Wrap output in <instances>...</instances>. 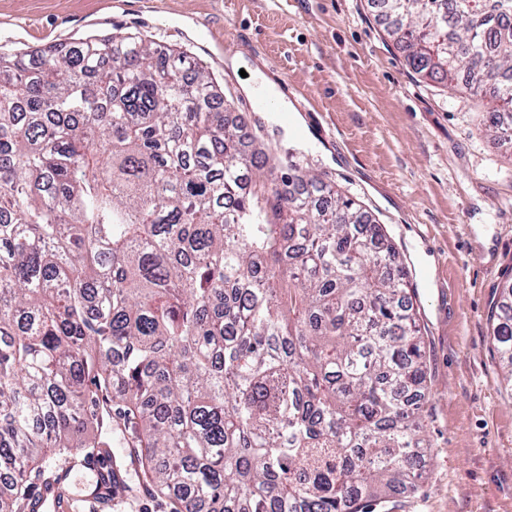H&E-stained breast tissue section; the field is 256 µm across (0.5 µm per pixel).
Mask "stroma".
<instances>
[{
	"label": "stroma",
	"mask_w": 512,
	"mask_h": 512,
	"mask_svg": "<svg viewBox=\"0 0 512 512\" xmlns=\"http://www.w3.org/2000/svg\"><path fill=\"white\" fill-rule=\"evenodd\" d=\"M110 33L186 51L285 149L240 82L258 69L287 85L299 165L386 225L416 290L429 390L407 512H512V386L489 319L512 269V139L486 134L465 90L408 68L374 0H0V47Z\"/></svg>",
	"instance_id": "obj_1"
}]
</instances>
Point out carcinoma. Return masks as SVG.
Here are the masks:
<instances>
[{"mask_svg":"<svg viewBox=\"0 0 512 512\" xmlns=\"http://www.w3.org/2000/svg\"><path fill=\"white\" fill-rule=\"evenodd\" d=\"M408 66L512 107V0H381ZM184 51L0 48V512L107 400L173 512H377L423 467L427 367L386 228L283 168ZM489 135L509 132L500 112ZM512 383V307L491 313Z\"/></svg>","mask_w":512,"mask_h":512,"instance_id":"obj_1","label":"carcinoma"}]
</instances>
